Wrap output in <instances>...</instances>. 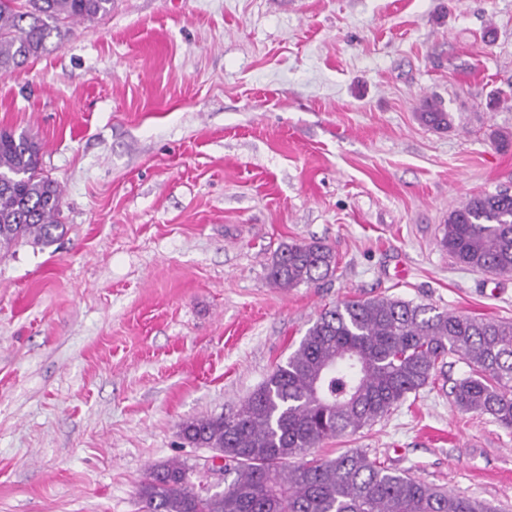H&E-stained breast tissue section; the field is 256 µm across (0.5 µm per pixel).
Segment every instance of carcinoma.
<instances>
[{"label": "carcinoma", "instance_id": "obj_1", "mask_svg": "<svg viewBox=\"0 0 512 512\" xmlns=\"http://www.w3.org/2000/svg\"><path fill=\"white\" fill-rule=\"evenodd\" d=\"M112 0H0V71L47 50L67 21L94 19ZM419 117L448 127L435 101ZM41 147L28 134L0 130V250L20 240L48 246L66 233L61 190L44 176ZM460 265L512 274V195L484 192L453 210L439 240ZM336 255L319 242L283 245L268 277L280 288L333 276ZM451 355L468 373L452 387L454 406L512 430V321L441 311L402 298L349 300L324 310L285 363L228 415L181 425L182 439L224 457L235 474L204 495L180 461L150 467L138 487L142 512H497L358 449L325 459L310 450L354 435L388 416L435 380Z\"/></svg>", "mask_w": 512, "mask_h": 512}]
</instances>
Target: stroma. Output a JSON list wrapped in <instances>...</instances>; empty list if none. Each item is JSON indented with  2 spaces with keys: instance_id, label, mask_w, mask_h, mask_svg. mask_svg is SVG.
I'll list each match as a JSON object with an SVG mask.
<instances>
[{
  "instance_id": "35a3bbf8",
  "label": "stroma",
  "mask_w": 512,
  "mask_h": 512,
  "mask_svg": "<svg viewBox=\"0 0 512 512\" xmlns=\"http://www.w3.org/2000/svg\"><path fill=\"white\" fill-rule=\"evenodd\" d=\"M1 128L40 144L66 233L0 254V512H140L149 467L208 454L181 423L235 410L338 302L512 320V275L438 244L512 192V0H112L0 72ZM312 240L333 276L275 286ZM466 371L319 455L512 512V431L454 406ZM419 117L421 121L433 128L441 129L448 127V114L442 106L435 101H426L422 104ZM336 255L319 242L284 244L275 254L269 266L268 277L280 288L312 285L333 276Z\"/></svg>"
}]
</instances>
